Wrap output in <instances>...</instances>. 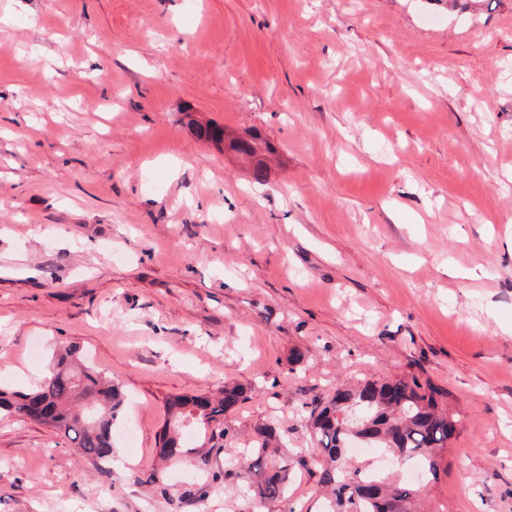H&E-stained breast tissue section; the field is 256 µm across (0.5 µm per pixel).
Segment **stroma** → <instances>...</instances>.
<instances>
[{"mask_svg": "<svg viewBox=\"0 0 512 512\" xmlns=\"http://www.w3.org/2000/svg\"><path fill=\"white\" fill-rule=\"evenodd\" d=\"M58 347L121 386L114 454L0 416V512H319L308 406L413 376L457 432L386 476L512 512V0H0V382ZM228 382L164 458L166 399ZM266 424L304 464L262 506ZM229 147L237 152L245 162L254 164V176L262 180L265 175L264 161L260 158L257 143L254 140H230Z\"/></svg>", "mask_w": 512, "mask_h": 512, "instance_id": "1", "label": "stroma"}]
</instances>
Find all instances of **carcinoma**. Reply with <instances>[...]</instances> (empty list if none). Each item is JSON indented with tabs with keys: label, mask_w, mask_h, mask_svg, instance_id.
Segmentation results:
<instances>
[{
	"label": "carcinoma",
	"mask_w": 512,
	"mask_h": 512,
	"mask_svg": "<svg viewBox=\"0 0 512 512\" xmlns=\"http://www.w3.org/2000/svg\"><path fill=\"white\" fill-rule=\"evenodd\" d=\"M229 147L254 164V176L265 175L264 161L253 140H232ZM42 380L28 389L0 385V415L30 419L69 437L83 456L112 458L114 425L123 409L119 387L91 366L78 363L77 350L53 353ZM438 392L409 379H370L357 387L338 388L327 401H317L306 416L307 425L324 456L317 483L331 493L330 512H414L420 489L404 483L371 479L366 471L345 465L344 453L362 428L370 448L389 456L417 459L431 476L440 469L439 449L456 432L457 420L443 411ZM248 398L247 390L226 382L222 396H173L166 402L168 421L161 448L169 457L184 453L182 437L224 415ZM261 440L246 455L243 469L248 496L259 504L287 498L290 475L303 461L273 456L277 432L260 431Z\"/></svg>",
	"instance_id": "1"
}]
</instances>
